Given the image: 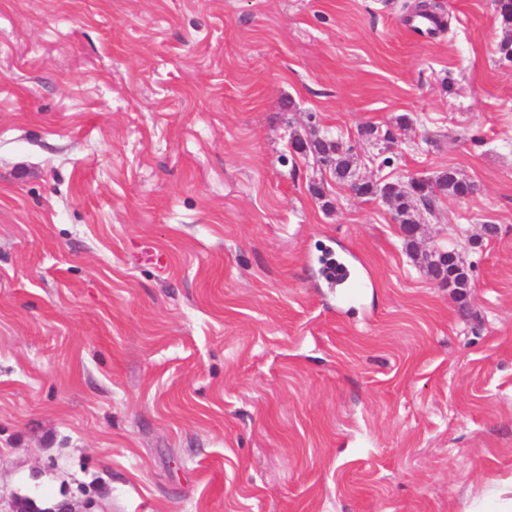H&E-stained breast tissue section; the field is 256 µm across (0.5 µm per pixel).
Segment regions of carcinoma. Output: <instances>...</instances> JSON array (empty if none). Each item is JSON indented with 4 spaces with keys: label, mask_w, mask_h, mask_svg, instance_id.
I'll return each instance as SVG.
<instances>
[{
    "label": "carcinoma",
    "mask_w": 512,
    "mask_h": 512,
    "mask_svg": "<svg viewBox=\"0 0 512 512\" xmlns=\"http://www.w3.org/2000/svg\"><path fill=\"white\" fill-rule=\"evenodd\" d=\"M495 8L501 25L507 31L512 30V0H495ZM297 150L311 153L318 159L331 165L336 177L350 180L353 173L355 158L351 149L335 140L315 137L303 140L295 139ZM477 192V186L460 173L450 170L441 174L435 181L420 179L415 185L406 188L399 184L387 183L383 186L365 182L359 185L361 196L378 195L393 204L406 237V247L412 256L419 260L432 276L444 275L455 288H468L469 273L460 259L449 252L439 262L428 261V253L419 252L416 248L413 228L421 224L423 215H433L436 200L441 196L465 199Z\"/></svg>",
    "instance_id": "obj_1"
}]
</instances>
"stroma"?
Segmentation results:
<instances>
[{"label":"stroma","mask_w":512,"mask_h":512,"mask_svg":"<svg viewBox=\"0 0 512 512\" xmlns=\"http://www.w3.org/2000/svg\"><path fill=\"white\" fill-rule=\"evenodd\" d=\"M412 2L0 0V502L465 512L512 474V61L493 0L428 37ZM314 136L477 184L417 232L466 295ZM296 150L300 153H311L318 157L320 162L330 164L336 177L350 182L352 186L354 180H350L353 173L355 158L351 154L350 148H345L338 140H328L314 137L313 139L303 140L295 139Z\"/></svg>","instance_id":"stroma-1"}]
</instances>
